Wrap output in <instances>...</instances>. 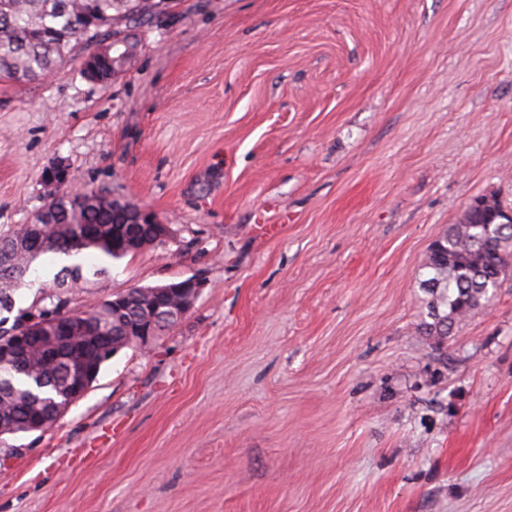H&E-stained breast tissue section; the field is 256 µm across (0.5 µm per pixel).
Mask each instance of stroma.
<instances>
[{"mask_svg":"<svg viewBox=\"0 0 512 512\" xmlns=\"http://www.w3.org/2000/svg\"><path fill=\"white\" fill-rule=\"evenodd\" d=\"M56 165L172 229L71 310L204 286L0 446V512H512V273L442 338L419 277L512 213V0H170L111 82H0V234Z\"/></svg>","mask_w":512,"mask_h":512,"instance_id":"35a3bbf8","label":"stroma"}]
</instances>
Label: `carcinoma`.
Wrapping results in <instances>:
<instances>
[{"instance_id":"obj_1","label":"carcinoma","mask_w":512,"mask_h":512,"mask_svg":"<svg viewBox=\"0 0 512 512\" xmlns=\"http://www.w3.org/2000/svg\"><path fill=\"white\" fill-rule=\"evenodd\" d=\"M146 0H0V82L41 81L58 67L99 47L106 49L98 63V76L105 82L113 73L123 72V55L139 50L145 33L161 16L157 9L147 13ZM122 22L123 43L112 46L113 27ZM51 223L43 233L54 238L47 249L34 253L11 252L5 246L17 231L0 237V310L14 303L13 294L27 285L33 264L44 254L78 255L94 249L100 254L94 280L84 276L82 263L64 265L54 278L44 283L49 294L42 298L51 314L69 313L60 305L58 294L89 282L107 287L112 261L124 258L112 252L108 240L127 223L112 210V196L105 191L64 190L46 202ZM497 224L499 232L486 236L483 225ZM512 260V219L491 198L482 207L467 206L461 220L436 240L422 265L425 279L420 286L428 301L432 321L426 329L432 336H448L453 327L487 305L500 286L501 266ZM88 327H104V337L112 338V319L101 307L84 316ZM92 358L80 348L65 351L62 360L39 370L33 379L28 369L0 362V416L4 423L20 426L32 412L51 413L68 403V370Z\"/></svg>"}]
</instances>
